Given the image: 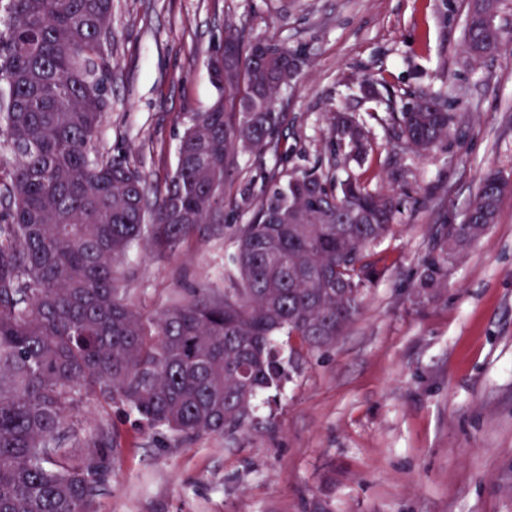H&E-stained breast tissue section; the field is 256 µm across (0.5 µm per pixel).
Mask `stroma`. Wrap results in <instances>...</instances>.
Here are the masks:
<instances>
[{
  "mask_svg": "<svg viewBox=\"0 0 512 512\" xmlns=\"http://www.w3.org/2000/svg\"><path fill=\"white\" fill-rule=\"evenodd\" d=\"M467 9L468 0H112L114 66L96 149H128L151 187L176 164L180 117L217 96L206 56L225 25L309 58L282 97L287 159L242 158L223 224L177 257L139 251L134 304L155 313L181 284L224 287L234 233L249 221L233 204L239 185H261L276 166L332 164L336 110L364 121L373 153L359 173L396 190L403 214L371 249L380 275L355 320L332 348L297 359L262 397L255 428L183 444L89 403L90 422L121 435L94 512H512V194L446 287L423 301L414 291L436 228L462 222L481 173L512 180V59L467 60ZM368 75L381 86L365 102L358 84ZM438 89L456 122L446 145L418 157L385 117ZM398 163L400 181L390 177Z\"/></svg>",
  "mask_w": 512,
  "mask_h": 512,
  "instance_id": "stroma-1",
  "label": "stroma"
}]
</instances>
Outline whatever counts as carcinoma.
<instances>
[{
	"mask_svg": "<svg viewBox=\"0 0 512 512\" xmlns=\"http://www.w3.org/2000/svg\"><path fill=\"white\" fill-rule=\"evenodd\" d=\"M467 11L464 42L479 63L512 42ZM0 31V512H91L111 473L120 434L82 438L92 397L178 439L233 436L252 426L254 402L288 379L279 336L310 354L353 320L377 276L368 248L393 231L402 201L360 177L320 168L273 170L234 238L233 285L206 282L156 314L131 304L128 255L144 246L175 255L203 224L224 223V186L240 156L278 151L288 113L276 107L297 83L303 51L274 37L248 39L232 24L237 62L221 43L206 65L219 97L181 121L177 162L148 201L146 183L119 149H94L108 109L112 0H8ZM396 141L423 156L448 140L455 116L442 93L390 113ZM338 149L362 163L370 143L358 117H333ZM497 170L480 178L454 233L436 232L416 291L448 281V265L496 221L508 195ZM74 439L81 451L66 448Z\"/></svg>",
	"mask_w": 512,
	"mask_h": 512,
	"instance_id": "obj_1",
	"label": "carcinoma"
}]
</instances>
